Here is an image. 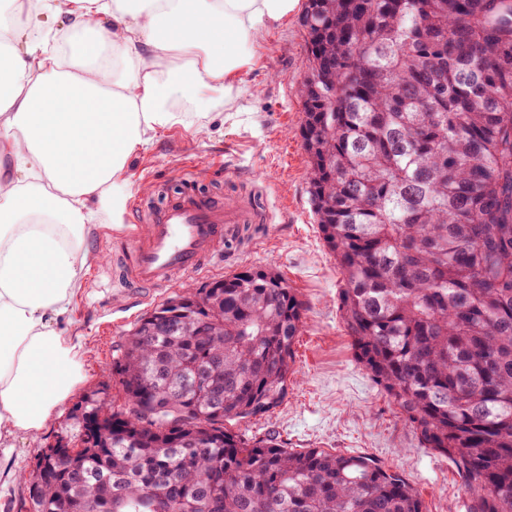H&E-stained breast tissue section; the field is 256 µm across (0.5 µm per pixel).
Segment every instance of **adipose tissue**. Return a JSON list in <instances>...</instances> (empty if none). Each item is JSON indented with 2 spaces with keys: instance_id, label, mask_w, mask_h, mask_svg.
Returning <instances> with one entry per match:
<instances>
[{
  "instance_id": "obj_1",
  "label": "adipose tissue",
  "mask_w": 512,
  "mask_h": 512,
  "mask_svg": "<svg viewBox=\"0 0 512 512\" xmlns=\"http://www.w3.org/2000/svg\"><path fill=\"white\" fill-rule=\"evenodd\" d=\"M299 0H8L0 7V447L38 433L80 381L59 323L89 269L85 232L121 223L130 159L204 90L238 108L241 45Z\"/></svg>"
}]
</instances>
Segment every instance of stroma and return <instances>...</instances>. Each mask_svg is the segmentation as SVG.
Instances as JSON below:
<instances>
[{"instance_id":"1","label":"stroma","mask_w":512,"mask_h":512,"mask_svg":"<svg viewBox=\"0 0 512 512\" xmlns=\"http://www.w3.org/2000/svg\"><path fill=\"white\" fill-rule=\"evenodd\" d=\"M301 17L294 12L250 45L253 63L237 77L241 112L226 116L214 105V93H206L188 107L203 113L210 134L176 127L130 160L122 221L104 218L87 235L94 260L65 325L82 345L83 379L38 436L18 433L12 448L0 452V512H19L28 496L19 473L65 430L73 405L101 387L117 394L112 362L124 333L177 294L174 286L125 293L115 260L126 250L120 236L124 225L135 223L136 208L158 212L187 190L218 202L249 200L256 214L254 223L232 225L222 259L207 265L195 288L271 267L305 306L286 397L270 413L235 423L234 431L297 450L370 457L405 477L427 512H466L468 494L452 463L421 447L399 407L356 362L344 330L337 301L341 274L319 234L301 136L299 87L307 55Z\"/></svg>"}]
</instances>
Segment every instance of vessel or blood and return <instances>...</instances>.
<instances>
[{
    "mask_svg": "<svg viewBox=\"0 0 512 512\" xmlns=\"http://www.w3.org/2000/svg\"><path fill=\"white\" fill-rule=\"evenodd\" d=\"M250 219L243 203L216 205L195 193H181L149 223L131 224L124 230L131 245L127 285L157 288L198 277L205 261L220 254L228 225Z\"/></svg>",
    "mask_w": 512,
    "mask_h": 512,
    "instance_id": "vessel-or-blood-1",
    "label": "vessel or blood"
}]
</instances>
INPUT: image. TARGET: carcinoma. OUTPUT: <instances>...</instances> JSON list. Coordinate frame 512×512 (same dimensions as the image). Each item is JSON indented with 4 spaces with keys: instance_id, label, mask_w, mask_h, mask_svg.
<instances>
[{
    "instance_id": "1",
    "label": "carcinoma",
    "mask_w": 512,
    "mask_h": 512,
    "mask_svg": "<svg viewBox=\"0 0 512 512\" xmlns=\"http://www.w3.org/2000/svg\"><path fill=\"white\" fill-rule=\"evenodd\" d=\"M301 24L308 66L336 68V111L300 90L303 139L355 358L467 512H512V0H307ZM198 295L127 331L119 399L74 405L22 512H425L371 458L226 427L284 400L304 307L272 269Z\"/></svg>"
}]
</instances>
